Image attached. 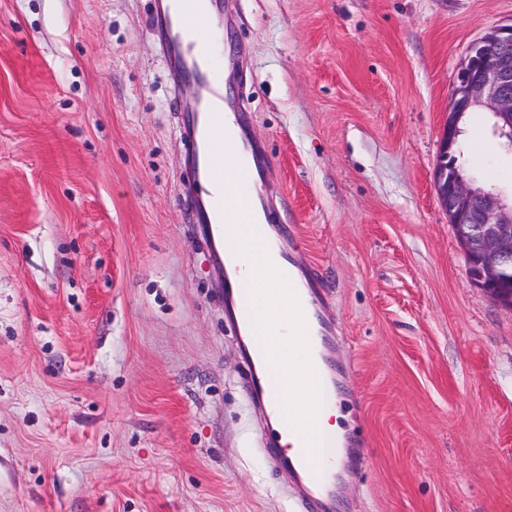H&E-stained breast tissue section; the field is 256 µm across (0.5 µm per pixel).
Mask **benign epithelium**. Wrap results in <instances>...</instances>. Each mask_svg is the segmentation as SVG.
Returning <instances> with one entry per match:
<instances>
[{"label":"benign epithelium","instance_id":"obj_1","mask_svg":"<svg viewBox=\"0 0 512 512\" xmlns=\"http://www.w3.org/2000/svg\"><path fill=\"white\" fill-rule=\"evenodd\" d=\"M474 108L490 113L499 145L512 152V22L470 45L455 77L433 175L437 198L464 250L470 282L512 306V289L502 284L512 270V193L480 185L458 158L461 124Z\"/></svg>","mask_w":512,"mask_h":512}]
</instances>
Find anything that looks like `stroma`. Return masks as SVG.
Listing matches in <instances>:
<instances>
[{"label":"stroma","instance_id":"35a3bbf8","mask_svg":"<svg viewBox=\"0 0 512 512\" xmlns=\"http://www.w3.org/2000/svg\"><path fill=\"white\" fill-rule=\"evenodd\" d=\"M263 193L335 325L336 512H512V307L433 185L512 0H225ZM155 0H0V512H299L224 321ZM469 113L464 160L512 189Z\"/></svg>","mask_w":512,"mask_h":512}]
</instances>
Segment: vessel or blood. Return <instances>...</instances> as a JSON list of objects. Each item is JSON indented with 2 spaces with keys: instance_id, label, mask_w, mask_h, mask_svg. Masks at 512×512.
Here are the masks:
<instances>
[{
  "instance_id": "obj_1",
  "label": "vessel or blood",
  "mask_w": 512,
  "mask_h": 512,
  "mask_svg": "<svg viewBox=\"0 0 512 512\" xmlns=\"http://www.w3.org/2000/svg\"><path fill=\"white\" fill-rule=\"evenodd\" d=\"M203 0H171L172 13L165 19L167 43L183 63V75L193 81L199 99L197 113L190 126L192 144L203 160L202 175L209 186L206 197L197 199L201 219L209 224L213 236L227 245L224 264L225 315L245 341L241 347L246 363V387L252 403L268 419L277 420L299 439H306L313 421L284 414L281 407L285 381L274 378L266 361L267 349L254 336L255 314L271 305L277 324H290L296 346L319 341L317 356L306 361L289 359V372L316 374L322 384L321 396H336V369L331 335L323 304V292L317 273H297L293 259L280 247V239L268 229L260 176L247 156L248 137L244 128H231L228 113H239V104L224 95V83L217 74L212 54L214 29L202 8ZM223 157L225 168L213 165V157ZM276 258L282 276L288 282L287 299L264 301L254 285L245 278L243 253ZM324 452L315 457L308 449L287 455L276 438L266 439L264 450L274 465L288 470L304 512H335L331 499V474L326 458L335 454V439L320 440Z\"/></svg>"
}]
</instances>
